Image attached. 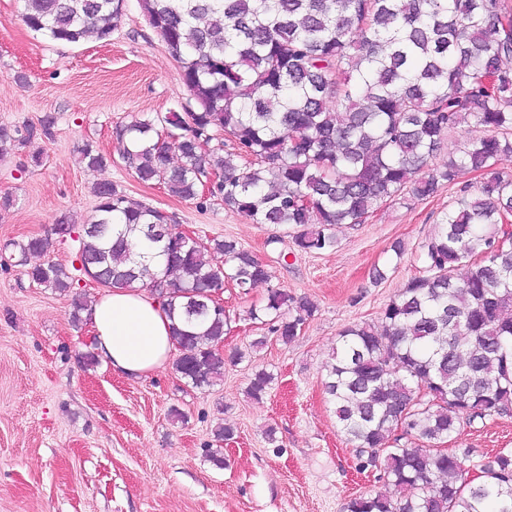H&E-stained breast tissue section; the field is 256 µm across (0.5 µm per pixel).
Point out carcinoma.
<instances>
[{"label": "carcinoma", "instance_id": "obj_1", "mask_svg": "<svg viewBox=\"0 0 512 512\" xmlns=\"http://www.w3.org/2000/svg\"><path fill=\"white\" fill-rule=\"evenodd\" d=\"M149 25L180 64L184 112L134 117L113 131L142 182L204 208L217 198L255 224L288 228L297 251L319 254L338 228L409 194L426 199L463 172L483 176L464 191L420 246L422 271L375 323L345 327L322 385L336 423L361 460L399 491L351 499L346 512H512V450L488 456L468 480L438 447L461 425L512 411V4L509 0H140ZM125 0H24L26 27L58 42L107 41ZM47 113L24 130L0 126V157L50 138ZM472 137L434 163L448 133ZM227 135L224 145L201 141ZM179 162L171 166L168 155ZM244 159L237 165L234 158ZM79 162H112L91 143ZM218 182L203 195L202 181ZM95 214L79 241L84 274L100 286L151 289L179 325L174 369L197 389L224 375V283L242 293L269 272L233 238L189 239L180 248L149 234L167 212L133 202L110 181L93 188ZM31 237L9 259L27 265L47 251ZM224 262H215V256ZM32 282L70 297V319L90 308L73 277L45 261ZM317 306L269 288L248 318L285 344ZM273 377L259 370L247 393L261 399ZM422 441L433 449L414 446Z\"/></svg>", "mask_w": 512, "mask_h": 512}]
</instances>
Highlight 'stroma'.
<instances>
[{
  "label": "stroma",
  "instance_id": "obj_1",
  "mask_svg": "<svg viewBox=\"0 0 512 512\" xmlns=\"http://www.w3.org/2000/svg\"><path fill=\"white\" fill-rule=\"evenodd\" d=\"M22 10L21 0H0V124H34L47 113L56 124L52 139L0 157V196L13 199L0 210V245L45 237L47 259L74 269L77 244L60 241L53 225L64 213L85 223L95 183L109 180L172 215L200 241L237 239L267 264L270 280L246 294L225 285L224 352L245 357L225 362L224 378L213 387L196 389L169 365L141 376L102 363L84 366L79 355L91 326L73 327L67 296L0 260V512H343L354 497L394 494L375 468L360 469L321 379L340 331L377 320L418 275L422 242L479 175L462 174L424 200L378 204L364 223L340 230L333 251L295 252L291 239L271 243L273 226L252 223L216 199L200 209L169 196L139 181L117 155L116 125L166 113L187 98L179 67L140 0H125L123 21L106 44L92 37L54 42L29 31ZM87 142L111 153V165L80 166L78 150ZM398 239L406 248L400 258L390 249ZM377 269L385 274L379 282ZM74 286L91 302L104 293L76 271ZM271 286L317 306L288 344L247 317ZM260 369L273 381L256 400L247 386ZM175 409L182 419L172 418ZM221 422L235 434L219 442L214 429ZM218 447L220 467L209 457ZM448 447L476 474L481 454L512 448V414L461 427Z\"/></svg>",
  "mask_w": 512,
  "mask_h": 512
}]
</instances>
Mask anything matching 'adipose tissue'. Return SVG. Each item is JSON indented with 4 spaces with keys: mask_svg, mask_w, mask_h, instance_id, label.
<instances>
[{
    "mask_svg": "<svg viewBox=\"0 0 512 512\" xmlns=\"http://www.w3.org/2000/svg\"><path fill=\"white\" fill-rule=\"evenodd\" d=\"M91 341L114 371L145 374L163 367L174 350L172 321L162 298L137 288H116L90 313Z\"/></svg>",
    "mask_w": 512,
    "mask_h": 512,
    "instance_id": "obj_1",
    "label": "adipose tissue"
}]
</instances>
